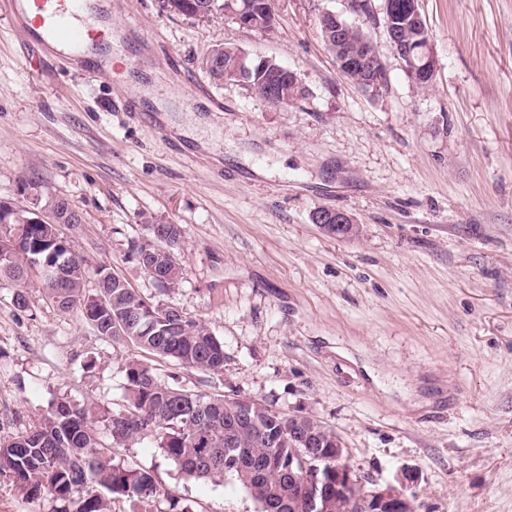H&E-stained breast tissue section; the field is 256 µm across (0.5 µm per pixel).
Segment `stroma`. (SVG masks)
Returning a JSON list of instances; mask_svg holds the SVG:
<instances>
[{
	"instance_id": "obj_1",
	"label": "stroma",
	"mask_w": 512,
	"mask_h": 512,
	"mask_svg": "<svg viewBox=\"0 0 512 512\" xmlns=\"http://www.w3.org/2000/svg\"><path fill=\"white\" fill-rule=\"evenodd\" d=\"M273 31L222 15L198 19L161 0H112L125 42L151 58L148 79L79 77L59 59L26 69L0 12V198L26 204L20 180L66 199L62 226L87 260L85 287L107 266L153 301L202 319L224 342L213 374L103 339L42 289L0 277V439L32 427L56 396L114 407L125 365L209 396L252 398L333 429L368 487H408L417 512H512V0H421L436 77L414 87L393 50L383 0H272ZM333 11L366 30L388 84L366 91L337 69L318 22ZM153 37L143 41V31ZM272 57L307 99L274 107L202 66L214 45ZM192 76L224 108L198 117L166 101L170 125L197 140L172 152L123 108L163 99ZM353 216L341 239L312 221ZM148 213L181 225L184 275L163 289L130 246ZM24 292L26 308L14 304ZM195 512H257L232 476L185 477L152 438L115 448ZM0 476V512H58Z\"/></svg>"
}]
</instances>
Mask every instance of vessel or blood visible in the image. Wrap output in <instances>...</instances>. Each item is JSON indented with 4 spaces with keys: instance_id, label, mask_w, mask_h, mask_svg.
Returning <instances> with one entry per match:
<instances>
[{
    "instance_id": "1",
    "label": "vessel or blood",
    "mask_w": 512,
    "mask_h": 512,
    "mask_svg": "<svg viewBox=\"0 0 512 512\" xmlns=\"http://www.w3.org/2000/svg\"><path fill=\"white\" fill-rule=\"evenodd\" d=\"M0 7L18 23L30 67L54 56L90 73H111L117 44L112 39L110 0H0ZM174 94L200 108L207 90L190 77L175 86Z\"/></svg>"
}]
</instances>
